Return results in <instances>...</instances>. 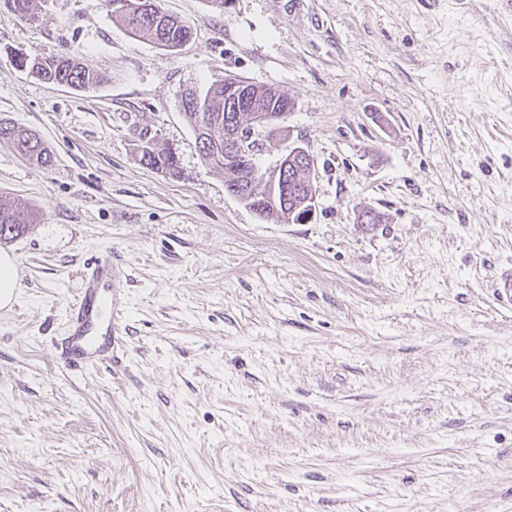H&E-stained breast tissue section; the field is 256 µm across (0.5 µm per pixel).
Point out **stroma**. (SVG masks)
<instances>
[{
	"label": "stroma",
	"instance_id": "1",
	"mask_svg": "<svg viewBox=\"0 0 512 512\" xmlns=\"http://www.w3.org/2000/svg\"><path fill=\"white\" fill-rule=\"evenodd\" d=\"M33 3L30 24L0 2V118L53 151L0 144V200L39 216L0 242V512H512V6L158 0L193 29L169 52L104 0ZM21 54L108 80L47 83ZM228 74L294 99L256 161L308 148L309 222L201 162L181 100ZM105 254L124 354L73 373L54 343ZM0 141L12 145L30 164L44 167L53 161L51 148L38 134L4 119L0 120ZM135 145L141 164L172 177L179 176L181 172L180 159L171 147L159 148L156 143L141 141ZM15 260L0 252V307L10 306L15 298Z\"/></svg>",
	"mask_w": 512,
	"mask_h": 512
}]
</instances>
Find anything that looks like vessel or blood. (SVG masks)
<instances>
[{"label":"vessel or blood","mask_w":512,"mask_h":512,"mask_svg":"<svg viewBox=\"0 0 512 512\" xmlns=\"http://www.w3.org/2000/svg\"><path fill=\"white\" fill-rule=\"evenodd\" d=\"M122 285L123 274L112 258H98L85 267L70 307V325L59 345L67 368L101 365L121 347Z\"/></svg>","instance_id":"obj_1"}]
</instances>
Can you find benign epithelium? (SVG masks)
Here are the masks:
<instances>
[{
	"instance_id": "obj_1",
	"label": "benign epithelium",
	"mask_w": 512,
	"mask_h": 512,
	"mask_svg": "<svg viewBox=\"0 0 512 512\" xmlns=\"http://www.w3.org/2000/svg\"><path fill=\"white\" fill-rule=\"evenodd\" d=\"M273 133L274 127L267 117L261 119L260 124L252 128L247 139L241 137L240 131L229 130L224 135V162L234 165L237 170H249L255 155L260 153L266 140ZM299 166L306 169L307 181H313L314 159L303 145L294 143L288 146L287 153L279 163L268 171L269 184L265 194V201L274 208L285 203V200L291 196L296 198L297 203L288 213V218L295 219L297 223L310 221L316 209L314 194L304 192L300 187L286 181L288 168L295 169Z\"/></svg>"
}]
</instances>
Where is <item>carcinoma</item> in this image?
<instances>
[{"mask_svg":"<svg viewBox=\"0 0 512 512\" xmlns=\"http://www.w3.org/2000/svg\"><path fill=\"white\" fill-rule=\"evenodd\" d=\"M5 4L21 18L33 23L38 16L33 12L31 0H4ZM133 8L112 9V17L134 37L148 41L157 47L173 51L191 36L190 26L173 17L156 4V0H132ZM20 68L39 78L76 89H93L104 82V76L89 70L68 55L43 57L21 55L17 59ZM251 97L245 106H238L224 83L212 84L194 98L182 101L184 115L192 127L202 160L217 167H224V121H234V126L248 125L261 114H285L294 103L291 98L270 86L251 85ZM0 141L12 147L26 161L37 166H48L53 161L51 148L38 134L15 123L0 120ZM136 150L141 164L172 177L181 172L180 159L172 148H160L155 143L139 142ZM38 223L34 210L22 202L0 204V240H10L27 233L30 226Z\"/></svg>","mask_w":512,"mask_h":512,"instance_id":"1","label":"carcinoma"}]
</instances>
